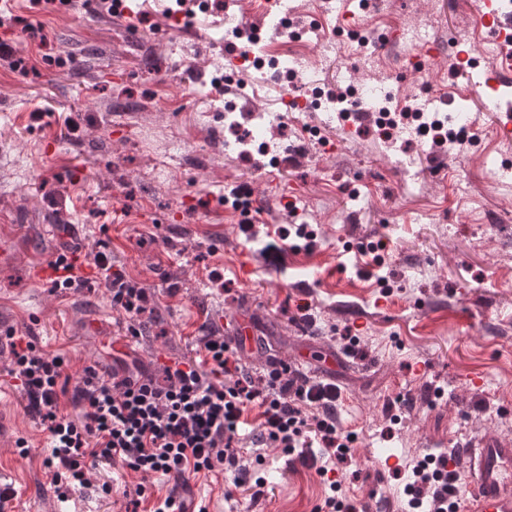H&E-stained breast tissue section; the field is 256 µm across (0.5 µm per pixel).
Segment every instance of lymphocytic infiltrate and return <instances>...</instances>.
<instances>
[{
    "instance_id": "1",
    "label": "lymphocytic infiltrate",
    "mask_w": 512,
    "mask_h": 512,
    "mask_svg": "<svg viewBox=\"0 0 512 512\" xmlns=\"http://www.w3.org/2000/svg\"><path fill=\"white\" fill-rule=\"evenodd\" d=\"M95 277L103 283L113 309L122 313L129 333H136L148 310L145 289L129 280L109 254L92 258ZM201 361L177 359L165 364L162 379L144 370L124 371L121 379L89 366L71 393L77 417L58 409V383L65 370L59 356H48L34 344L14 351L11 375L20 380L26 409L48 433L51 453L45 464L54 488L66 497L90 483L99 464L122 462L143 476L162 474L181 481L187 475L216 469L237 471V486L262 487V478L246 463L250 449L281 448L306 466L331 475L351 451L352 438L336 418L341 390L336 384L308 377L283 365L259 377L242 372L236 347L210 335ZM260 410L251 425L249 408ZM439 458L437 474L418 466L414 496L431 489L430 512H458L459 471Z\"/></svg>"
}]
</instances>
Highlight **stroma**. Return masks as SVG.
I'll list each match as a JSON object with an SVG mask.
<instances>
[{
  "mask_svg": "<svg viewBox=\"0 0 512 512\" xmlns=\"http://www.w3.org/2000/svg\"><path fill=\"white\" fill-rule=\"evenodd\" d=\"M303 42L272 22L278 0H206L190 24L176 23L175 0H126L123 17L98 0H9L0 8V331L14 329L65 358L77 382L88 366L114 367L107 339L86 324L109 314L127 322L104 286L73 291L36 280L35 269L64 248L111 254L153 301L141 336L127 337L125 361L154 370L159 360L202 359L210 334L234 340L236 317L256 339L241 364L259 375L274 360L317 348L335 362L307 375L341 388L337 417L356 441L340 464L342 490L359 512H405L408 470L389 473L388 455L417 462L487 435L512 438V142L498 140L502 108L481 111L465 98L486 69H454L466 40L494 53L471 0H377L357 12L361 27L424 33L440 55L428 78L405 73L408 44L375 58L344 42L332 0H288ZM250 13L269 51L290 56L291 81L236 70L217 85L229 17ZM23 68H16V61ZM377 89L397 108L440 94L447 125L478 133L456 149H431L414 127L397 141L412 163L400 168L379 139L375 114L344 122L328 108L287 110L286 97L311 86ZM297 184L298 214L273 187ZM242 186L262 212L256 231L293 243L295 222L312 248L268 259L248 239L225 190ZM383 243V265L370 244ZM309 304L310 319L299 305ZM358 330L348 351L339 335ZM0 345V484L18 489L19 512H51L44 484L48 437L25 409ZM482 378L479 387L472 378ZM30 447L20 455L18 439ZM260 495L219 470L175 482L102 464L87 487L71 489L79 512H126L137 486L147 501L178 491L208 512H314L330 493L313 468L278 448L259 451ZM109 482L110 496L96 484Z\"/></svg>",
  "mask_w": 512,
  "mask_h": 512,
  "instance_id": "stroma-1",
  "label": "stroma"
}]
</instances>
